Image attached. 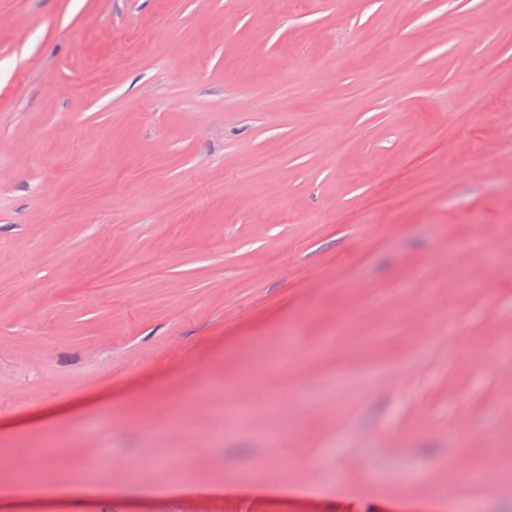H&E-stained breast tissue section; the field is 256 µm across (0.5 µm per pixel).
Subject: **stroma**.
I'll return each instance as SVG.
<instances>
[{"mask_svg":"<svg viewBox=\"0 0 512 512\" xmlns=\"http://www.w3.org/2000/svg\"><path fill=\"white\" fill-rule=\"evenodd\" d=\"M45 433L0 512H512L448 477L512 460V0H0V470Z\"/></svg>","mask_w":512,"mask_h":512,"instance_id":"1","label":"stroma"}]
</instances>
